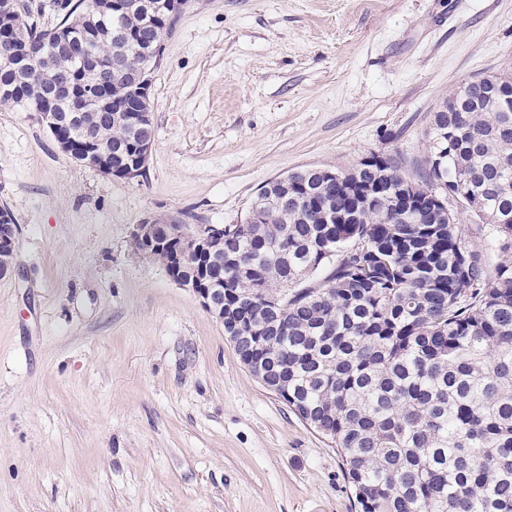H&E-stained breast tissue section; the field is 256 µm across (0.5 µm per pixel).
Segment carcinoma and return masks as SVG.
<instances>
[{"mask_svg":"<svg viewBox=\"0 0 512 512\" xmlns=\"http://www.w3.org/2000/svg\"><path fill=\"white\" fill-rule=\"evenodd\" d=\"M98 0H58L62 25L39 27L34 11L5 19L28 53L48 56L72 80L64 28L113 59V31L128 32L119 66L97 78L124 90L143 65L132 42L172 30L171 13L96 15ZM476 81L448 99L462 112L431 118L433 161L419 181L490 226L489 273L458 219L440 208L390 206L401 182L392 157L371 153L347 177L373 186L364 198L307 169L275 178L254 200V221L224 236V335L248 369L275 362L272 382L289 409L338 449L361 512H512V107L474 103ZM102 136L135 156L143 131L101 121ZM286 197L285 207H268ZM323 272L310 287L307 275ZM288 289L276 307L266 296Z\"/></svg>","mask_w":512,"mask_h":512,"instance_id":"carcinoma-1","label":"carcinoma"}]
</instances>
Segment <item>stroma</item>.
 Listing matches in <instances>:
<instances>
[{
  "label": "stroma",
  "instance_id": "1",
  "mask_svg": "<svg viewBox=\"0 0 512 512\" xmlns=\"http://www.w3.org/2000/svg\"><path fill=\"white\" fill-rule=\"evenodd\" d=\"M512 76V0H188L127 181L0 106V512H358L332 443L245 368L134 225L238 224L271 179L372 153L418 178L430 116ZM20 226L15 224L14 217L9 209L0 207V247L10 249L16 255V243Z\"/></svg>",
  "mask_w": 512,
  "mask_h": 512
}]
</instances>
